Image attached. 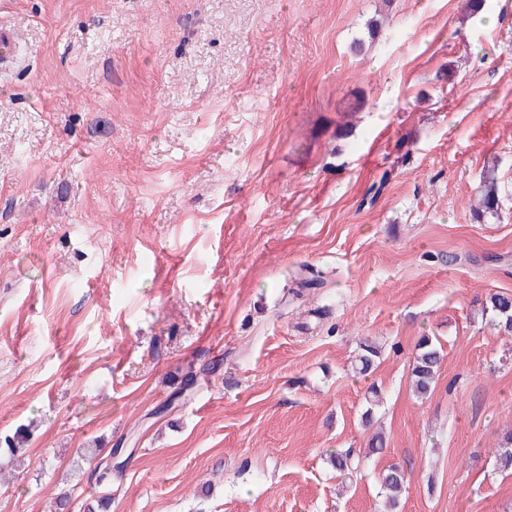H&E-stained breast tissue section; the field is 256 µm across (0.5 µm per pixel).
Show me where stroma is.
<instances>
[{
    "instance_id": "35a3bbf8",
    "label": "stroma",
    "mask_w": 512,
    "mask_h": 512,
    "mask_svg": "<svg viewBox=\"0 0 512 512\" xmlns=\"http://www.w3.org/2000/svg\"><path fill=\"white\" fill-rule=\"evenodd\" d=\"M465 4L0 0V512H383L393 463L395 512H512V0ZM485 310L494 318L500 331L505 335L512 334V294L496 292L491 294L485 302ZM441 349L429 336L418 341L411 371L413 391L418 398H424L435 386ZM328 461L343 479H350L360 466V456L353 449H336L328 456ZM408 484L405 470L399 465L391 464L384 469L381 475V487L386 495V500L391 511H394L406 492Z\"/></svg>"
}]
</instances>
